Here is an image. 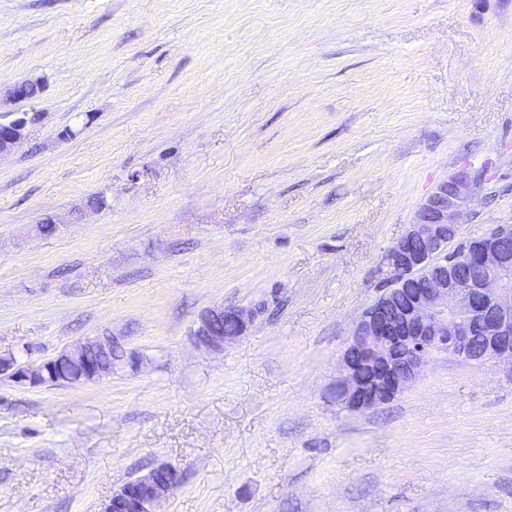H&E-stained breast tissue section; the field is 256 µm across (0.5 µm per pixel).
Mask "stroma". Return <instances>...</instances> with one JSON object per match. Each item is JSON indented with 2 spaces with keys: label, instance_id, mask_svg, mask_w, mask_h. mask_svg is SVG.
<instances>
[{
  "label": "stroma",
  "instance_id": "35a3bbf8",
  "mask_svg": "<svg viewBox=\"0 0 512 512\" xmlns=\"http://www.w3.org/2000/svg\"><path fill=\"white\" fill-rule=\"evenodd\" d=\"M25 113L0 354L108 334L141 367L0 373V512H99L161 463L162 512H512L505 368L440 351L382 407L336 399L437 184L468 169L463 236L512 224V0H0V122ZM217 307L258 315L201 349Z\"/></svg>",
  "mask_w": 512,
  "mask_h": 512
}]
</instances>
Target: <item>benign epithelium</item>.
I'll return each mask as SVG.
<instances>
[{
    "instance_id": "obj_1",
    "label": "benign epithelium",
    "mask_w": 512,
    "mask_h": 512,
    "mask_svg": "<svg viewBox=\"0 0 512 512\" xmlns=\"http://www.w3.org/2000/svg\"><path fill=\"white\" fill-rule=\"evenodd\" d=\"M29 123L24 115L0 123V157L25 139ZM469 182L468 171L461 169L438 184L388 250L385 289L356 322L341 357L343 375L336 392L348 410L393 401L437 351L512 370V226L500 224L483 236L461 239ZM222 316L237 323L236 333L216 328ZM253 318L244 309H211L199 319L196 342L221 350L241 337ZM115 345L111 336L87 337L29 366L0 355V371L30 387L67 384L68 372L103 381L112 377V365L93 363L90 357ZM180 482V470L161 463L113 491L101 512H160Z\"/></svg>"
}]
</instances>
